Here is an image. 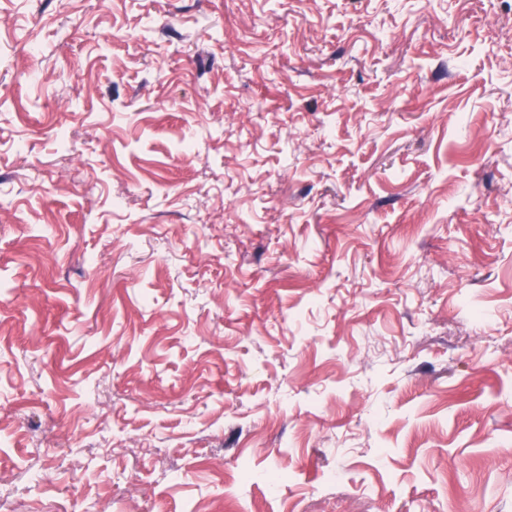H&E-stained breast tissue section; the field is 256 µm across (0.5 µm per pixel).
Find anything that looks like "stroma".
<instances>
[{
  "label": "stroma",
  "mask_w": 512,
  "mask_h": 512,
  "mask_svg": "<svg viewBox=\"0 0 512 512\" xmlns=\"http://www.w3.org/2000/svg\"><path fill=\"white\" fill-rule=\"evenodd\" d=\"M0 512H512V0H0Z\"/></svg>",
  "instance_id": "obj_1"
}]
</instances>
